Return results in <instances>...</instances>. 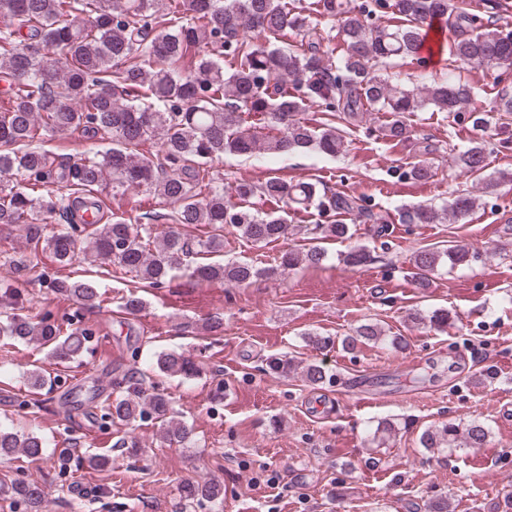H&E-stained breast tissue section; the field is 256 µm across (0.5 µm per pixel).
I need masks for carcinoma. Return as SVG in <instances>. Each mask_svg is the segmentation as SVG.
<instances>
[{"label": "carcinoma", "instance_id": "1", "mask_svg": "<svg viewBox=\"0 0 512 512\" xmlns=\"http://www.w3.org/2000/svg\"><path fill=\"white\" fill-rule=\"evenodd\" d=\"M320 18L339 22L343 54L337 63L325 59V30L286 0H0V80L8 86L7 105H0V225H21L25 243L49 252L66 266L78 259L115 266L142 283H165L175 266H186L197 281L229 286L251 283L261 273L284 274L301 264L316 266L326 259L317 243L348 236L347 224H309L314 245L288 251L278 265L265 271L239 260H221L224 225L233 226L258 247L288 237L286 206L316 207L321 212L354 214L365 223L382 218L361 197L331 192L320 182L288 181L270 176L255 185L242 182L224 193L212 171L215 159L234 154L250 159L263 153L285 155L318 150L336 156L344 139L334 122L310 125L299 114L316 103L327 112H341L357 122L363 113L388 112L392 119L383 137L408 140L406 115L430 109L456 112L472 97V88L451 79L427 86L393 84L372 68L394 60L420 58L428 30L434 25L470 28L453 40L454 62L492 69L512 66V33L489 21L476 24L465 0H362L358 8L347 0H316ZM392 13L399 23L385 24ZM257 30L256 43L247 31ZM292 33L299 44L286 50L280 39ZM263 117L275 135H261L244 115ZM90 132L112 142L104 152L78 161L61 159L46 148L48 138L62 132ZM157 137L156 152H139L142 143ZM457 165L470 174L486 167V150L474 142L459 154ZM414 182L433 177L432 166L419 161L401 173ZM52 179L56 195H34ZM105 183L114 189H142L173 206L169 214L146 211L141 224L123 218L98 219L92 231L78 233L72 211L75 202L89 200L85 210L98 215L91 202ZM259 195L275 205L255 211L250 198ZM237 201H232V198ZM460 194L438 209L419 204L406 208V224H439L464 218L476 205ZM172 225L157 230L159 220ZM204 225L205 237L188 239L174 225ZM216 259H210V256ZM447 258L452 266L469 262V248L456 244L446 250L424 248L412 256L418 287H429V274ZM372 260L362 245L343 261L363 265ZM50 287L85 308L100 304L92 280L55 279ZM19 296L0 294V336L36 343L61 363L89 350L94 330L63 328L49 313H23ZM412 319L437 329L448 327L452 314L435 309ZM383 340L378 324L366 321L344 340L345 346ZM153 371L186 380L200 374L196 360L183 352L161 351ZM33 397L24 408L39 407L34 394L51 380L39 369L27 372ZM169 398L154 382H133L128 395L101 407L102 426H125L137 420L163 418ZM489 430L482 424L465 427L446 422L420 437L424 448H482ZM165 438L178 443L191 439L183 422L170 426ZM45 440L18 434L0 425V459L45 458ZM24 512H42L45 491L17 479L7 488ZM188 501L224 500V486L203 480L182 489Z\"/></svg>", "mask_w": 512, "mask_h": 512}]
</instances>
